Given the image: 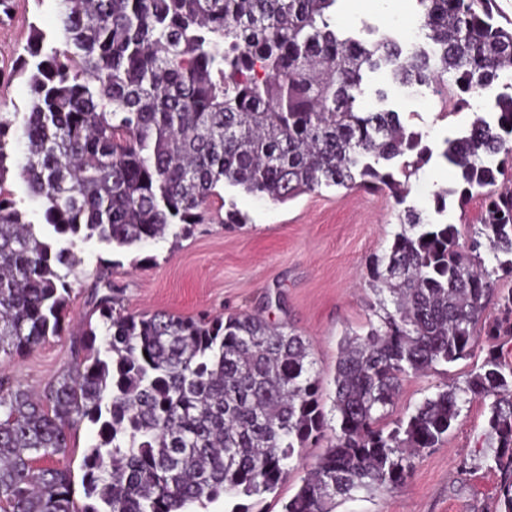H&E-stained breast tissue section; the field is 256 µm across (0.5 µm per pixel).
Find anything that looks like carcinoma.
<instances>
[{"label":"carcinoma","instance_id":"cac0c4a2","mask_svg":"<svg viewBox=\"0 0 512 512\" xmlns=\"http://www.w3.org/2000/svg\"><path fill=\"white\" fill-rule=\"evenodd\" d=\"M337 0H59L65 48L31 27L22 122L0 119V355L60 336L74 238L129 248L199 223L218 188L283 202L323 186L385 192L403 207L391 246L372 257L379 299L365 334L344 339L331 410L307 345L286 325L133 314L105 274L92 290L98 323L73 338L74 362L40 394L0 379V512H191L219 499L261 497L327 441L283 512H334L358 493L400 489L462 407L489 401L480 465L498 477L492 512H512V363L490 349L464 385L438 390L387 432L379 420L401 382L466 359L490 303L491 340L512 337V20L496 0H418L429 48L386 38L368 48L336 32ZM403 86L443 84L454 111L494 102L444 140L459 171L433 194L435 221L407 204L430 160L424 134L394 111L365 110L364 70ZM20 176L45 207L55 242L39 236L4 183L13 143ZM482 197L480 238L460 243L447 197ZM431 240H426V237ZM67 246H61V243ZM489 254L485 264L481 252ZM68 273L62 275L57 266ZM336 424H331V420ZM98 427L81 470L36 463Z\"/></svg>","mask_w":512,"mask_h":512}]
</instances>
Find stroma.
<instances>
[{"instance_id":"1","label":"stroma","mask_w":512,"mask_h":512,"mask_svg":"<svg viewBox=\"0 0 512 512\" xmlns=\"http://www.w3.org/2000/svg\"><path fill=\"white\" fill-rule=\"evenodd\" d=\"M15 2L11 20L0 24V67L12 66L22 54L31 28L50 35L56 27V0ZM420 15L417 0H338L335 19L337 30L363 43L382 32L406 43L414 41ZM371 84L385 86L387 108L422 131L433 151L412 177L408 197L423 216L433 217L434 192L456 186L459 179L440 155L443 140L468 128L488 104L476 100L470 109L444 118V95L435 86L407 87L377 76ZM223 196L246 216V223L223 224L224 211L214 204L204 223L179 238L169 235L116 250L95 238L76 240L67 333L22 355L0 358V377L40 390L69 369L71 336L90 318L88 295L104 270L132 313L229 316L248 310L293 328L309 344L322 380V401L331 405L340 343L366 332L376 302L368 261L400 229L393 198L336 187L275 203L230 187ZM488 348V341H480L470 358L404 381L381 426L393 428L439 387L463 382ZM487 416L486 402L466 404L445 441L417 460L401 489L359 494L339 502L336 512H490L497 497L496 475L483 468L459 469L462 459L482 456Z\"/></svg>"}]
</instances>
